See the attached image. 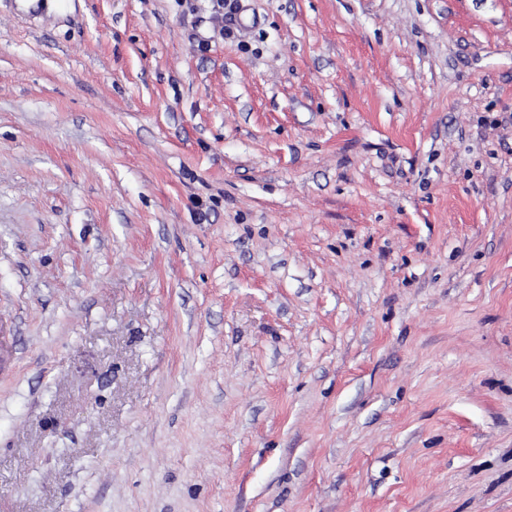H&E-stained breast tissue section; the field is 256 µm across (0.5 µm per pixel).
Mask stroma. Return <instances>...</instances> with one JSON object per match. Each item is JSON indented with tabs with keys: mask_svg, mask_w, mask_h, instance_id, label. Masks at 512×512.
Segmentation results:
<instances>
[{
	"mask_svg": "<svg viewBox=\"0 0 512 512\" xmlns=\"http://www.w3.org/2000/svg\"><path fill=\"white\" fill-rule=\"evenodd\" d=\"M0 512H512V0H0Z\"/></svg>",
	"mask_w": 512,
	"mask_h": 512,
	"instance_id": "35a3bbf8",
	"label": "stroma"
}]
</instances>
